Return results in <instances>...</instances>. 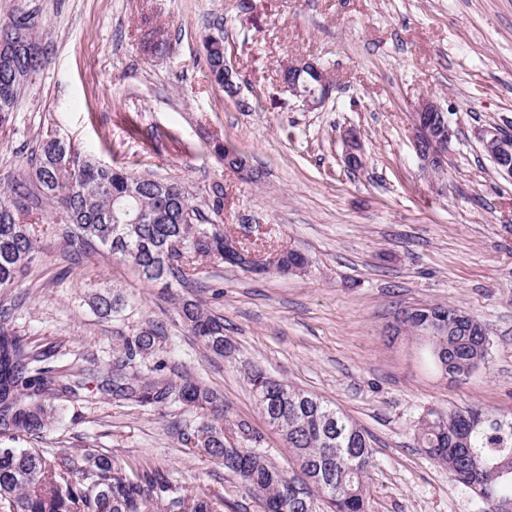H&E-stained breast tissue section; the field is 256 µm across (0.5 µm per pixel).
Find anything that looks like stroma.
I'll return each instance as SVG.
<instances>
[{"label": "stroma", "mask_w": 512, "mask_h": 512, "mask_svg": "<svg viewBox=\"0 0 512 512\" xmlns=\"http://www.w3.org/2000/svg\"><path fill=\"white\" fill-rule=\"evenodd\" d=\"M36 12L32 37L47 63L0 128V186L31 167L43 134L134 173L176 179L202 211L224 193L225 231L275 248L294 246L307 273L255 275L214 261L202 287L164 285L104 249L69 260L54 233L39 234L20 287L0 308L33 346L111 359L150 323L167 336L145 366L218 392L224 424L247 423L256 448L293 464L247 383L256 364L324 398L369 435L373 512H488L414 436L432 409L475 407L512 415V178L476 132L512 134V0H0V23ZM221 21L237 97L212 82L201 37ZM166 50L149 49L152 31ZM321 63L337 88L310 111L284 88L288 60ZM435 98L456 132L442 177L413 148L414 109ZM356 130L364 164L348 172L343 134ZM248 161L250 180L225 168L216 141ZM262 229L253 233L242 219ZM120 313L100 315L98 294ZM196 300L224 320L230 354L217 356L184 328L177 308ZM454 304L487 328L483 363L444 375L429 340L396 327L406 308ZM207 408H143L94 392L71 403L40 445L93 443L147 461L179 484L220 491L224 512H261L258 500L210 456L186 453L183 432Z\"/></svg>", "instance_id": "1"}]
</instances>
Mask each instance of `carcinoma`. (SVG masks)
<instances>
[{
  "mask_svg": "<svg viewBox=\"0 0 512 512\" xmlns=\"http://www.w3.org/2000/svg\"><path fill=\"white\" fill-rule=\"evenodd\" d=\"M29 13L0 25V39L30 42ZM202 50L214 81L224 85V47ZM37 52L21 47L12 65L0 67V127L10 123L32 74L41 68ZM38 198L56 204L59 218L52 231L72 250L102 247L138 268L148 281L184 284L200 274L207 258L224 255V225L210 222L186 191L175 193L166 180L137 175L124 166L83 159L71 144L53 134L40 138L31 170L0 190V288H16L29 266L41 229L29 209L30 186ZM103 315L122 305L118 295H97ZM459 308L429 305L412 309L405 329L423 334L436 319H453ZM184 325L214 354L224 356V319L197 301L180 303ZM473 330L454 323L430 341L458 376H467L474 361H484L488 333L472 319ZM167 336L151 324L127 339L118 354L101 363V389L137 405L158 406L174 399L184 405L216 403L218 394L188 378L146 375L136 359L152 354ZM78 358L31 346L0 311V441H37L60 419L61 402L74 401L83 389ZM252 393L268 423L291 451L300 476H291L250 447L251 433L237 424L244 442H230L224 424L215 420L181 435L189 451L222 461L224 470L261 502L262 512H310L321 500L328 512H372L368 483L373 450L368 434L321 397L296 389L255 366L248 373ZM416 439L448 472L467 484L470 470L481 469L480 494L512 500V472L497 463L512 460V417L477 408L433 410L420 421ZM224 512V496L211 488H189L168 470L130 464L112 452L87 444L74 451L0 447V512Z\"/></svg>",
  "mask_w": 512,
  "mask_h": 512,
  "instance_id": "cac0c4a2",
  "label": "carcinoma"
}]
</instances>
